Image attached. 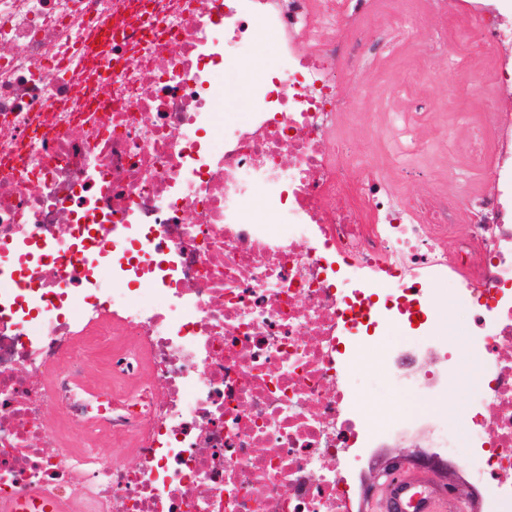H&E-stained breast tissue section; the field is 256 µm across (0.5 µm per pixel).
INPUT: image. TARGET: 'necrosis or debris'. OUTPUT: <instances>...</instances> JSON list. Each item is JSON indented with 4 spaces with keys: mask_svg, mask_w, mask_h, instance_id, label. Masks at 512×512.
<instances>
[{
    "mask_svg": "<svg viewBox=\"0 0 512 512\" xmlns=\"http://www.w3.org/2000/svg\"><path fill=\"white\" fill-rule=\"evenodd\" d=\"M396 2L0 0V505L351 512L394 436L430 461L467 442V486L512 506V114H469L448 187L416 197L399 159L339 147L344 84L403 50L454 46L461 82L512 97V27L500 0ZM266 31L282 46L253 82ZM221 77L247 122H222ZM410 99L369 135L415 157L440 105ZM438 282L482 352L471 419L371 427L353 360L390 325L400 392L469 368L429 319ZM278 36L275 33L261 35L243 61V69L253 78L260 79L266 70L273 67L278 59Z\"/></svg>",
    "mask_w": 512,
    "mask_h": 512,
    "instance_id": "necrosis-or-debris-1",
    "label": "necrosis or debris"
}]
</instances>
